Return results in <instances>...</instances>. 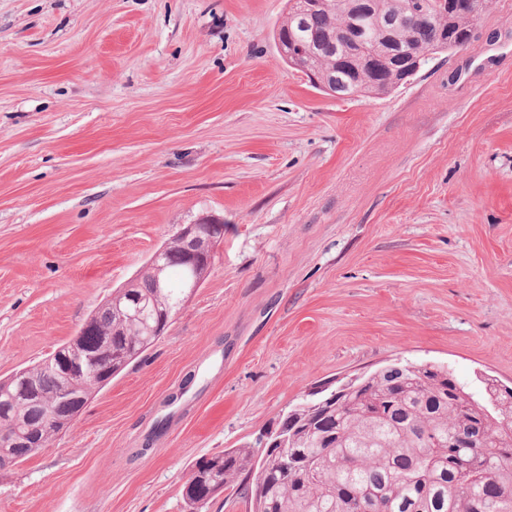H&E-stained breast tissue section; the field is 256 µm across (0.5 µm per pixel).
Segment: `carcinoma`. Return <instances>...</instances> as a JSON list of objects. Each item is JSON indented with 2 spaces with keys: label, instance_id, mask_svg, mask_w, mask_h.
<instances>
[{
  "label": "carcinoma",
  "instance_id": "1",
  "mask_svg": "<svg viewBox=\"0 0 512 512\" xmlns=\"http://www.w3.org/2000/svg\"><path fill=\"white\" fill-rule=\"evenodd\" d=\"M314 12L294 0L274 31L305 47L340 32L358 0H332ZM405 0H372L361 17L372 57L358 65L369 95L399 87L401 75L387 57L386 32L417 50L436 49L437 33L461 36L468 8L443 7L422 20L404 10ZM341 46L310 58V69L348 80L353 47ZM187 270H166L170 302L150 310L152 336L126 315L129 300L155 295L146 263L91 316L99 329L83 337L87 349L112 343L110 363L86 358V372L99 374L76 384L66 396L63 362L24 369L27 382L0 379V433L16 436L23 462L48 447L94 393L133 364L164 334L185 292ZM347 395L334 391L305 400L282 415L265 446L230 448L197 459L182 490L188 512L210 504L237 484L250 493L252 512H512V393L495 396L482 380L480 397L450 367L394 363L357 380Z\"/></svg>",
  "mask_w": 512,
  "mask_h": 512
}]
</instances>
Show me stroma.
Instances as JSON below:
<instances>
[{"mask_svg": "<svg viewBox=\"0 0 512 512\" xmlns=\"http://www.w3.org/2000/svg\"><path fill=\"white\" fill-rule=\"evenodd\" d=\"M509 10L339 99L280 58L287 0H0V378L224 223L164 335L0 470V512H184L192 462L396 362L512 386Z\"/></svg>", "mask_w": 512, "mask_h": 512, "instance_id": "35a3bbf8", "label": "stroma"}]
</instances>
